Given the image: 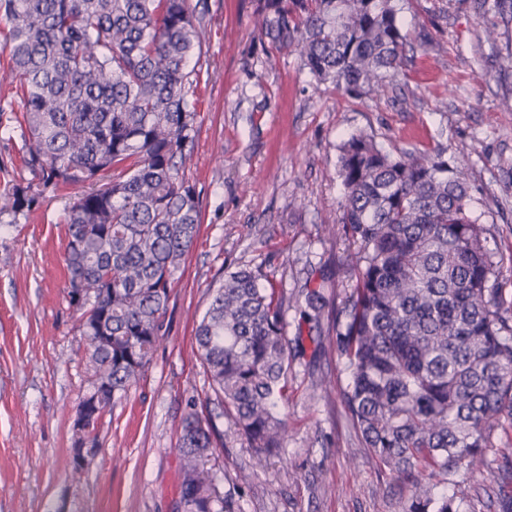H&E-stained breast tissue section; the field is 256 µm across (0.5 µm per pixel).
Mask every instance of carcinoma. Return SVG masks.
I'll list each match as a JSON object with an SVG mask.
<instances>
[{"label":"carcinoma","mask_w":512,"mask_h":512,"mask_svg":"<svg viewBox=\"0 0 512 512\" xmlns=\"http://www.w3.org/2000/svg\"><path fill=\"white\" fill-rule=\"evenodd\" d=\"M477 9L512 20V0ZM3 46L23 112L24 161L38 183L0 193V213L26 215L44 191L84 190L68 205L66 296L78 314L90 388L80 403L106 411L145 373L172 288L199 231L195 187L182 173L196 119L190 58L201 46L189 0H0ZM267 55L297 49L314 80L356 100L385 96L403 74L395 0H257ZM112 179L101 183L107 173ZM347 263L343 310L323 285L285 300L260 273L224 274L196 327L217 417L255 451H283L288 372L303 356L288 338L292 307L348 372L339 396L361 445L414 492L404 512H460L433 479H485L498 428H512V307L470 209L467 174L442 143L393 156L360 132L338 147ZM102 415L75 433L95 446ZM222 434L191 411L179 453L184 512H234L215 491Z\"/></svg>","instance_id":"1"}]
</instances>
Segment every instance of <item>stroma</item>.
<instances>
[{
  "instance_id": "obj_1",
  "label": "stroma",
  "mask_w": 512,
  "mask_h": 512,
  "mask_svg": "<svg viewBox=\"0 0 512 512\" xmlns=\"http://www.w3.org/2000/svg\"><path fill=\"white\" fill-rule=\"evenodd\" d=\"M203 32L191 75L197 116L184 173L202 204L198 238L169 301L163 339L144 377L107 412L96 464L81 479L62 461L89 386L76 313L65 298L64 211L74 186L49 190L29 215L0 214V512H181L178 444L189 409L213 411L195 328L225 270L261 269L285 297L324 284L343 300L339 266L351 249L338 223V146L372 134L385 151L448 146L473 188L472 211L502 260L512 298V29L488 39L475 0H398L413 60L389 97L354 100L316 84L300 53L267 56L256 0H190ZM19 131L0 129V190L34 179ZM280 456L255 468L246 441L224 432L216 493L236 512H403L408 481L384 469L346 419L335 391L311 389L303 365L288 375ZM489 475L440 481L463 512H497L512 492V431H495ZM252 476L239 490L238 477Z\"/></svg>"
}]
</instances>
